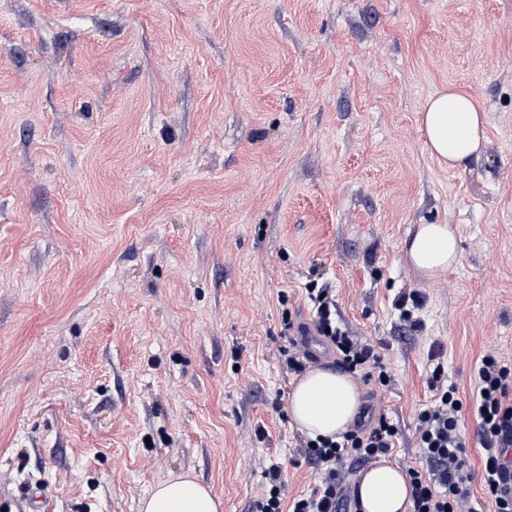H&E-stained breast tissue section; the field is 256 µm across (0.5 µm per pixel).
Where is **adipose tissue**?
I'll list each match as a JSON object with an SVG mask.
<instances>
[{"label":"adipose tissue","instance_id":"ef3b65f1","mask_svg":"<svg viewBox=\"0 0 512 512\" xmlns=\"http://www.w3.org/2000/svg\"><path fill=\"white\" fill-rule=\"evenodd\" d=\"M430 154L451 170L465 169L484 136V114L475 99L455 87L428 97L418 114ZM407 255L423 276L445 273L459 258V236L448 224H420L407 242ZM361 393L353 379L315 369L295 384L289 416L309 437L339 439L357 415ZM362 512H408L412 489L387 457L365 470L356 488ZM222 499L188 472L170 475L143 497L138 512H223Z\"/></svg>","mask_w":512,"mask_h":512}]
</instances>
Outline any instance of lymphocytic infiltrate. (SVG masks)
Returning a JSON list of instances; mask_svg holds the SVG:
<instances>
[{
    "label": "lymphocytic infiltrate",
    "mask_w": 512,
    "mask_h": 512,
    "mask_svg": "<svg viewBox=\"0 0 512 512\" xmlns=\"http://www.w3.org/2000/svg\"><path fill=\"white\" fill-rule=\"evenodd\" d=\"M313 327L336 352V363L345 371L385 387L391 376L372 347L336 324V299L330 286L308 291ZM433 365L427 386L430 405L417 415L415 442L420 461L405 465L412 486V512H483L473 492L481 481L495 505L494 512H512V469L505 455L512 448V363L485 354L476 369L477 388L472 405H464L456 385L450 384L442 353L432 348ZM472 409L477 420L481 468L472 470L466 458L463 411ZM399 428L386 414L358 420L341 440L304 439L299 452L319 472L321 480L311 493L285 499L277 467L267 471L269 487L254 501L252 512H361L358 502L348 501L344 491L357 468L395 446Z\"/></svg>",
    "instance_id": "obj_1"
}]
</instances>
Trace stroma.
<instances>
[{
	"mask_svg": "<svg viewBox=\"0 0 512 512\" xmlns=\"http://www.w3.org/2000/svg\"><path fill=\"white\" fill-rule=\"evenodd\" d=\"M449 86L486 115L462 171L417 123ZM420 224L458 265L415 271ZM326 282L416 460L430 349L467 402L512 359V0H0V487L138 512L188 471L251 512L274 465L309 493L285 315ZM407 244L413 267L425 277L445 273L459 258V236L450 224H420Z\"/></svg>",
	"mask_w": 512,
	"mask_h": 512,
	"instance_id": "35a3bbf8",
	"label": "stroma"
}]
</instances>
